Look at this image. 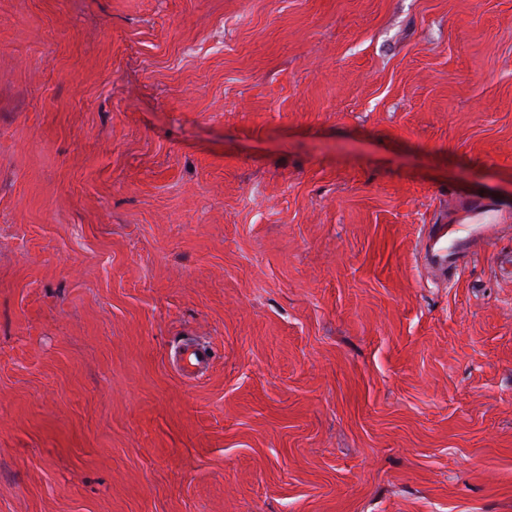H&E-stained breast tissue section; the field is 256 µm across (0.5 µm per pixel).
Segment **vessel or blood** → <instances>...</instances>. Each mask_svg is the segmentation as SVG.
I'll use <instances>...</instances> for the list:
<instances>
[{"label": "vessel or blood", "instance_id": "b4317fda", "mask_svg": "<svg viewBox=\"0 0 512 512\" xmlns=\"http://www.w3.org/2000/svg\"><path fill=\"white\" fill-rule=\"evenodd\" d=\"M464 224H434L426 228L425 267L437 280H444L460 268L463 260L483 246L499 226L502 216L479 197L466 200ZM174 362L179 375L192 382L211 365L209 348L201 343H184L177 347Z\"/></svg>", "mask_w": 512, "mask_h": 512}]
</instances>
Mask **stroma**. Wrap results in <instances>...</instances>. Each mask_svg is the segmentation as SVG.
Instances as JSON below:
<instances>
[{
  "label": "stroma",
  "instance_id": "35a3bbf8",
  "mask_svg": "<svg viewBox=\"0 0 512 512\" xmlns=\"http://www.w3.org/2000/svg\"><path fill=\"white\" fill-rule=\"evenodd\" d=\"M471 196L512 0H0V512H512V234L416 260ZM174 362L179 375L194 382L209 369L211 353L202 343H182L174 353Z\"/></svg>",
  "mask_w": 512,
  "mask_h": 512
}]
</instances>
